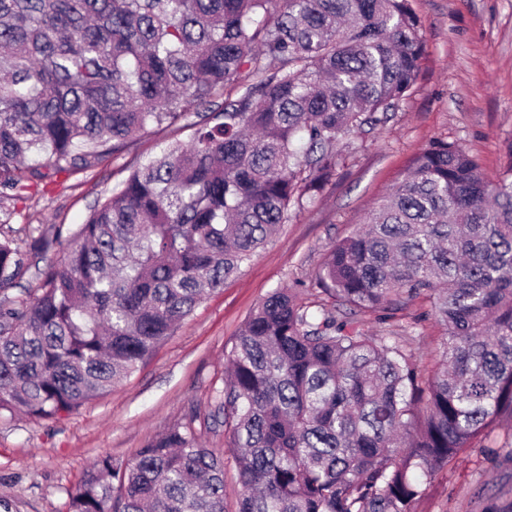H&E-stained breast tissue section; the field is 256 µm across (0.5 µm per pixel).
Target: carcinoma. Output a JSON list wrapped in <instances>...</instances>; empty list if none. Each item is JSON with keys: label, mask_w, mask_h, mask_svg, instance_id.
I'll return each mask as SVG.
<instances>
[{"label": "carcinoma", "mask_w": 512, "mask_h": 512, "mask_svg": "<svg viewBox=\"0 0 512 512\" xmlns=\"http://www.w3.org/2000/svg\"><path fill=\"white\" fill-rule=\"evenodd\" d=\"M425 41L408 0H0V195L92 169L151 129L213 109L61 233L0 239V412L53 420L136 373L336 175V144L389 119ZM492 182L454 143L422 150L336 241L317 286L269 292L229 355L214 410L131 460L101 456L69 512H413L422 487L512 418V142ZM29 299L9 291L30 271ZM442 326L425 372L411 337L373 336L421 298ZM230 432L225 427L216 430L202 428V443L206 448L224 455V494L227 512H234L240 491L237 480V467L230 443Z\"/></svg>", "instance_id": "cac0c4a2"}]
</instances>
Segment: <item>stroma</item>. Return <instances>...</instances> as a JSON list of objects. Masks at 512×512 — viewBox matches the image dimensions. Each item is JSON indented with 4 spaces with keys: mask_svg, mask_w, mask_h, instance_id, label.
<instances>
[{
    "mask_svg": "<svg viewBox=\"0 0 512 512\" xmlns=\"http://www.w3.org/2000/svg\"><path fill=\"white\" fill-rule=\"evenodd\" d=\"M426 39L418 78L389 122L342 141L331 182L297 218L195 309L129 379L54 420L0 413V500L11 512H68L69 492L102 455L135 457L152 436L182 420L189 409L208 413L240 330L266 295L302 282L303 301L321 297L315 282L337 238L360 228L366 212L403 176L431 142L448 141L477 157L483 174L497 179L512 141V0H409ZM163 134L142 135L102 166L62 172L22 198L0 197V237L26 246L32 230L54 234L77 228L95 203L131 168L157 153ZM420 300L382 324L359 313V328L386 334L412 331L421 369L440 359L442 328L421 319ZM512 441V422H497L485 445L463 449L440 470L414 512H484L490 502L512 503V458L488 447ZM205 447L224 456V494L234 512L240 491L228 429L202 433Z\"/></svg>",
    "mask_w": 512,
    "mask_h": 512,
    "instance_id": "stroma-1",
    "label": "stroma"
}]
</instances>
